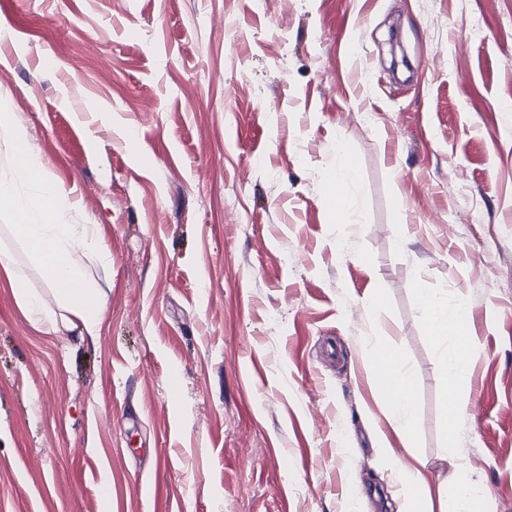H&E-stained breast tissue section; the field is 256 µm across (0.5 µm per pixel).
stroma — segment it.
I'll return each mask as SVG.
<instances>
[{"instance_id": "stroma-1", "label": "stroma", "mask_w": 512, "mask_h": 512, "mask_svg": "<svg viewBox=\"0 0 512 512\" xmlns=\"http://www.w3.org/2000/svg\"><path fill=\"white\" fill-rule=\"evenodd\" d=\"M1 112L112 264L93 343L0 287V512H399L421 460L512 508V0H0ZM421 311L430 336L435 342L453 336L459 350L452 357L443 361V369L447 375L458 377L465 374L469 358L460 349L470 344L469 311L463 297L458 296L448 309L447 294L430 295L424 289H418ZM379 354L387 369L378 366ZM370 365L379 373L381 383L385 388L384 401L394 420L398 434L405 448H411L414 441V409L411 396V377L401 363L399 355L388 345L370 357Z\"/></svg>"}]
</instances>
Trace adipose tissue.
I'll list each match as a JSON object with an SVG mask.
<instances>
[{
    "mask_svg": "<svg viewBox=\"0 0 512 512\" xmlns=\"http://www.w3.org/2000/svg\"><path fill=\"white\" fill-rule=\"evenodd\" d=\"M11 134L21 149L8 170L0 169V201L20 216L7 225L9 243L0 242V285L7 286L33 327L51 331L78 330L80 336L96 339L107 313V297L90 279L86 258L97 254L110 264L107 251L99 247V230L94 224H65L61 221L62 187L39 174L34 145L24 143L8 113H0V135ZM22 180L31 185L30 196L16 200L12 185ZM36 272L41 287H32L28 274ZM426 327L434 341L455 338L460 350L444 360L447 375L465 374L469 360L462 348L470 344L469 311L464 298L420 293ZM384 364L379 376L385 388L384 401L404 445L414 441V409L411 377L392 347L380 351Z\"/></svg>",
    "mask_w": 512,
    "mask_h": 512,
    "instance_id": "ef3b65f1",
    "label": "adipose tissue"
}]
</instances>
